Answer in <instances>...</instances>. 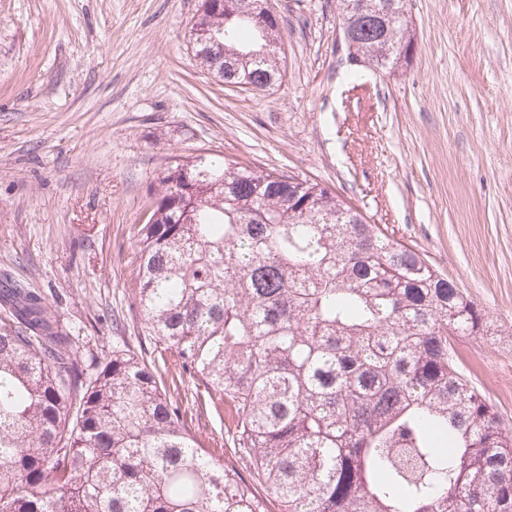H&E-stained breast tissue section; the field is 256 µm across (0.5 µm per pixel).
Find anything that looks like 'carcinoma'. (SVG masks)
Listing matches in <instances>:
<instances>
[{
    "label": "carcinoma",
    "instance_id": "1",
    "mask_svg": "<svg viewBox=\"0 0 512 512\" xmlns=\"http://www.w3.org/2000/svg\"><path fill=\"white\" fill-rule=\"evenodd\" d=\"M202 0L200 63L282 79L278 16ZM341 0L365 65L407 64L408 0ZM130 307L163 366L125 350L87 373L42 298L0 288V512H512V431L459 371L482 309L336 191L196 155L157 176ZM231 412L203 452L160 368Z\"/></svg>",
    "mask_w": 512,
    "mask_h": 512
}]
</instances>
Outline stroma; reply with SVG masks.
Instances as JSON below:
<instances>
[{"label":"stroma","mask_w":512,"mask_h":512,"mask_svg":"<svg viewBox=\"0 0 512 512\" xmlns=\"http://www.w3.org/2000/svg\"><path fill=\"white\" fill-rule=\"evenodd\" d=\"M339 0H269L281 83L217 81L201 0H0V282L41 295L99 360L150 349L127 288L136 226L176 157L208 152L320 183L413 247L492 320L459 368L512 429V0H410L416 53L351 65ZM170 394L207 453L227 406Z\"/></svg>","instance_id":"1"}]
</instances>
